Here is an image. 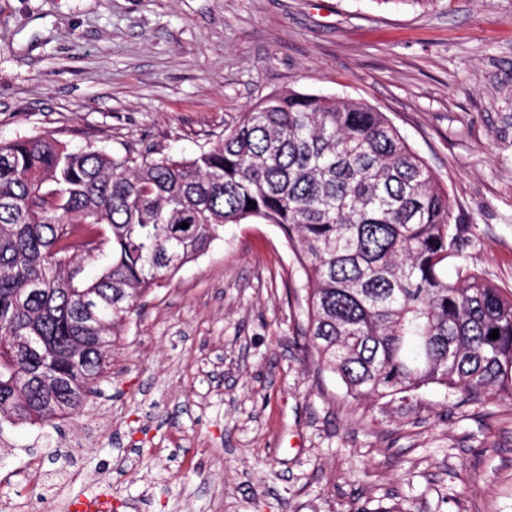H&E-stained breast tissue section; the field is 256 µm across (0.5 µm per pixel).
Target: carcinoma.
I'll list each match as a JSON object with an SVG mask.
<instances>
[{"label": "carcinoma", "instance_id": "cac0c4a2", "mask_svg": "<svg viewBox=\"0 0 512 512\" xmlns=\"http://www.w3.org/2000/svg\"><path fill=\"white\" fill-rule=\"evenodd\" d=\"M249 218L286 237L307 347L350 393L512 403V294L465 266L444 275L471 235L448 191L385 113L288 91L189 159L0 142V417L79 414L142 299ZM21 336L45 345L18 355Z\"/></svg>", "mask_w": 512, "mask_h": 512}]
</instances>
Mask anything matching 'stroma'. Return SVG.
Segmentation results:
<instances>
[{
  "instance_id": "obj_1",
  "label": "stroma",
  "mask_w": 512,
  "mask_h": 512,
  "mask_svg": "<svg viewBox=\"0 0 512 512\" xmlns=\"http://www.w3.org/2000/svg\"><path fill=\"white\" fill-rule=\"evenodd\" d=\"M386 113L512 293V0H0V142L192 157L274 93ZM248 219L154 288L83 411L0 421V512H512V403L351 396Z\"/></svg>"
}]
</instances>
